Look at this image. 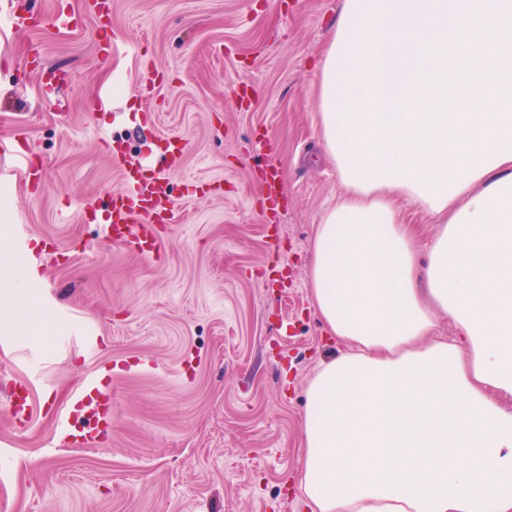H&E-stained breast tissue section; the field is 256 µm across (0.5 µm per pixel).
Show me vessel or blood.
<instances>
[{
  "instance_id": "1",
  "label": "vessel or blood",
  "mask_w": 512,
  "mask_h": 512,
  "mask_svg": "<svg viewBox=\"0 0 512 512\" xmlns=\"http://www.w3.org/2000/svg\"><path fill=\"white\" fill-rule=\"evenodd\" d=\"M0 16L7 19L10 28L18 30L31 26V17L20 11L15 0H0ZM0 156L10 157L31 186H39L41 175L38 165L30 157L24 143L8 138L0 140ZM266 223H276L279 218L282 191L277 168L270 167L259 176ZM125 190L114 193L103 218L102 231L105 238L125 246L143 261L151 262L160 254L162 235L169 224L175 223L177 215L170 195V180L164 172L142 178L127 175ZM10 417L31 416L33 402L31 388L20 382L10 393ZM81 404L89 412L88 422L80 431L64 429L63 434L76 446L95 444L100 431L112 416V397L97 392L95 383H88Z\"/></svg>"
}]
</instances>
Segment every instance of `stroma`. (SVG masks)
I'll return each instance as SVG.
<instances>
[{"mask_svg":"<svg viewBox=\"0 0 512 512\" xmlns=\"http://www.w3.org/2000/svg\"><path fill=\"white\" fill-rule=\"evenodd\" d=\"M87 2L28 0L33 26L0 32V137L22 132L46 170L35 192L0 162V287L52 324L37 338L0 320V512H306V388L341 349L308 293L340 191L314 67L340 0H112L105 30ZM59 10L80 26L52 24ZM171 135L179 218L145 263L91 214L127 168L161 170ZM269 165L288 198L274 235L255 180ZM189 182L211 191L184 198ZM91 380L112 419L94 446L64 445ZM20 381L35 410L16 422Z\"/></svg>","mask_w":512,"mask_h":512,"instance_id":"stroma-1","label":"stroma"}]
</instances>
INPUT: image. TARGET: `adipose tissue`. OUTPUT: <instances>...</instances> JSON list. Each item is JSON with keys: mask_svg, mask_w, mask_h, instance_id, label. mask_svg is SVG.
Masks as SVG:
<instances>
[{"mask_svg": "<svg viewBox=\"0 0 512 512\" xmlns=\"http://www.w3.org/2000/svg\"><path fill=\"white\" fill-rule=\"evenodd\" d=\"M318 67L341 193L309 294L344 349L306 391L302 495L512 512V0H342ZM403 214L409 224H415L418 228L422 241L427 243L437 231V224H431L430 219L423 213L416 211L410 204L405 201L401 202Z\"/></svg>", "mask_w": 512, "mask_h": 512, "instance_id": "obj_1", "label": "adipose tissue"}]
</instances>
